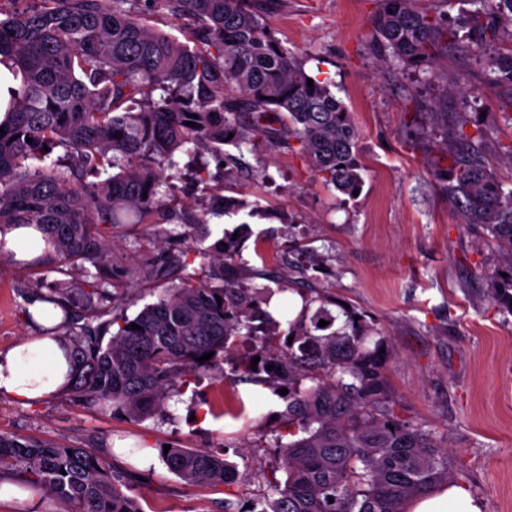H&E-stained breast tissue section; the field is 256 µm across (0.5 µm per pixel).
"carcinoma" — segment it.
<instances>
[{
    "mask_svg": "<svg viewBox=\"0 0 512 512\" xmlns=\"http://www.w3.org/2000/svg\"><path fill=\"white\" fill-rule=\"evenodd\" d=\"M6 2L0 64L17 83L0 123V230L33 225L47 234L37 263L59 278L40 298L64 312L57 331L68 342L70 395L142 419L163 411L172 390L189 388L248 343L232 372L284 403V430L274 444L285 479L268 480L273 498L260 512H409L410 502L455 481L442 438L395 412L384 343L367 345L377 332L366 315L351 304L335 315V300L305 287L314 249L296 247L308 263L298 265L300 280L288 289L305 308L288 322L292 343L281 344L280 322L265 309L271 293L240 279L274 277L265 250L255 249L262 267L250 268L227 231L215 242L220 250L203 247L209 220L245 208L260 216L256 200L212 194L193 220L202 225L195 245L144 256L148 278L164 285L157 300L131 318L114 315L126 271L113 239L130 224L159 239L163 225L184 221L165 171L177 168L174 156L187 145L220 151L256 140L287 149L296 142L325 186L349 197L361 189L358 132L331 82L310 76L252 0H142L150 11L191 22L189 44L149 26L126 8L128 0ZM378 2L372 35L391 61L429 67L459 43L458 26L422 0ZM472 2L464 26L480 44L512 38V0ZM488 68L489 89L512 101V48L489 53ZM482 139L477 125L470 132L462 123L452 130L443 124L444 165L434 174L462 222L494 249L492 299L512 314V188L478 155ZM208 255L207 274L190 269L194 258ZM76 263L80 281L70 273ZM321 320L328 325L318 326ZM133 323L141 329L129 328ZM210 352L209 360L197 361ZM284 388L286 395L279 393ZM159 454L189 485L238 480L212 452L173 447ZM2 475L42 489L65 512H143L107 460L79 446L0 433Z\"/></svg>",
    "mask_w": 512,
    "mask_h": 512,
    "instance_id": "1",
    "label": "carcinoma"
}]
</instances>
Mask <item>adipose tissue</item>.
Returning <instances> with one entry per match:
<instances>
[{
  "label": "adipose tissue",
  "mask_w": 512,
  "mask_h": 512,
  "mask_svg": "<svg viewBox=\"0 0 512 512\" xmlns=\"http://www.w3.org/2000/svg\"><path fill=\"white\" fill-rule=\"evenodd\" d=\"M43 251L42 236L34 228L0 233L1 255L30 261ZM68 372L59 337H24L0 351V394L21 402L43 400L63 390ZM410 512H482V506L466 485L451 483L412 502Z\"/></svg>",
  "instance_id": "adipose-tissue-1"
}]
</instances>
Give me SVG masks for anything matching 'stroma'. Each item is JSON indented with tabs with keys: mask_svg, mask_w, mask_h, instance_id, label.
I'll list each match as a JSON object with an SVG mask.
<instances>
[{
	"mask_svg": "<svg viewBox=\"0 0 512 512\" xmlns=\"http://www.w3.org/2000/svg\"><path fill=\"white\" fill-rule=\"evenodd\" d=\"M378 0H278L267 21L308 73L328 78L358 131L364 180L358 196L332 195L295 150L260 141L244 146L237 168L214 153H180L177 187L184 212L198 215L209 195L193 182L206 166L227 195L259 200L254 235L287 267L294 242H308L320 262L314 287L353 304L387 339L386 380L401 417L447 441L448 463L483 505L512 512V315L489 292L497 262L476 230L462 224L433 169L426 135L441 116L476 122L480 149L496 177L512 187V108L487 94L483 47L467 44L423 72L394 65L370 38ZM462 90L451 93L448 81ZM141 226L126 228L115 251L131 267L124 311L156 301L157 283L139 272ZM43 269L0 257V351L36 335L25 309ZM238 391L240 410L212 414L217 390ZM280 400L266 389L234 385L217 368L173 395L163 414L133 420L74 402L67 393L33 404L0 395V432L97 451L132 485L144 512H224L225 499L264 502L276 465L273 438ZM167 445L224 454L239 474L233 485H189L160 458L141 466L137 449Z\"/></svg>",
	"mask_w": 512,
	"mask_h": 512,
	"instance_id": "35a3bbf8",
	"label": "stroma"
}]
</instances>
